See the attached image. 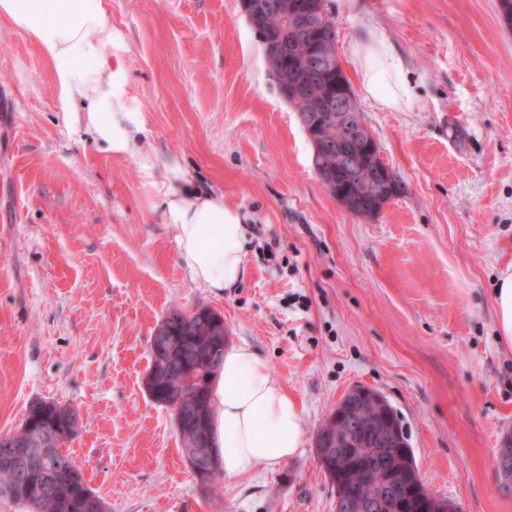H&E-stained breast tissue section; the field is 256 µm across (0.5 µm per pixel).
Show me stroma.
<instances>
[{
	"instance_id": "stroma-1",
	"label": "stroma",
	"mask_w": 512,
	"mask_h": 512,
	"mask_svg": "<svg viewBox=\"0 0 512 512\" xmlns=\"http://www.w3.org/2000/svg\"><path fill=\"white\" fill-rule=\"evenodd\" d=\"M417 101L357 104L398 175L382 213L326 191L239 0H105L112 71L150 141L249 217L246 277L194 284L128 158L61 119L51 62L0 20V434L35 400L77 411L64 448L110 512H335L315 434L352 386L383 393L424 487L512 512V353L495 336L496 246L512 238V30L498 0H360ZM221 312L301 403L303 444L205 495L173 413L148 396L164 316Z\"/></svg>"
}]
</instances>
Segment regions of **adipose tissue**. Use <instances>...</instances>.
Returning a JSON list of instances; mask_svg holds the SVG:
<instances>
[{
    "mask_svg": "<svg viewBox=\"0 0 512 512\" xmlns=\"http://www.w3.org/2000/svg\"><path fill=\"white\" fill-rule=\"evenodd\" d=\"M0 18L27 34L54 68L64 122L90 133L94 147L136 163L157 215L178 247L192 282L217 292L246 275L248 217L197 183L179 155L149 141L141 113L128 111L112 71V27L103 0H0ZM360 92L382 110L413 104L415 89L387 30L366 19L347 45ZM214 444L225 476L276 468L303 442V410L276 384L250 345L224 353L212 381Z\"/></svg>",
    "mask_w": 512,
    "mask_h": 512,
    "instance_id": "obj_1",
    "label": "adipose tissue"
}]
</instances>
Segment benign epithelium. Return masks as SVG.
I'll use <instances>...</instances> for the list:
<instances>
[{"instance_id": "benign-epithelium-1", "label": "benign epithelium", "mask_w": 512, "mask_h": 512, "mask_svg": "<svg viewBox=\"0 0 512 512\" xmlns=\"http://www.w3.org/2000/svg\"><path fill=\"white\" fill-rule=\"evenodd\" d=\"M285 16L289 27L313 30L318 35L333 26V17L327 10L314 9L299 0H289ZM297 88L300 94L319 101L326 119L336 123V155L341 158L342 165L330 172L317 171L325 188L349 213L359 217L378 215L400 192L401 185L383 160L377 159L374 166H369V159L380 154V150L353 96L335 102L308 82L297 85ZM386 405L388 399L375 389L364 386L350 388L325 420L323 428L317 431L314 441L317 461L325 462L326 458L355 441L351 432L344 428L336 429V421L353 408L362 421L377 429V435L370 441L372 448L381 454L393 451L395 434L392 429L380 425L379 410ZM191 425L189 440L196 452L189 456L187 462L198 482L204 485L220 475L221 466L210 451L214 444L207 436L203 417L193 418ZM0 446L6 448V452L0 454V468L30 469L38 462L36 449L24 443L1 436Z\"/></svg>"}]
</instances>
